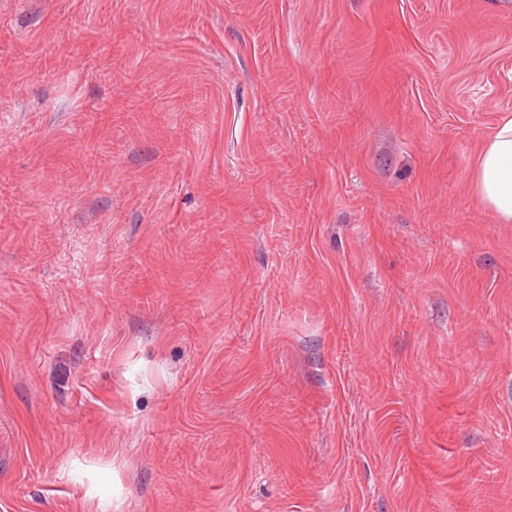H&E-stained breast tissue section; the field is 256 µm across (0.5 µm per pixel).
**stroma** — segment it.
<instances>
[{
  "label": "stroma",
  "mask_w": 512,
  "mask_h": 512,
  "mask_svg": "<svg viewBox=\"0 0 512 512\" xmlns=\"http://www.w3.org/2000/svg\"><path fill=\"white\" fill-rule=\"evenodd\" d=\"M512 0H0V512H512ZM478 201L501 224H512V115H505L485 142L472 173Z\"/></svg>",
  "instance_id": "35a3bbf8"
}]
</instances>
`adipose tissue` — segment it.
Instances as JSON below:
<instances>
[{
	"mask_svg": "<svg viewBox=\"0 0 512 512\" xmlns=\"http://www.w3.org/2000/svg\"><path fill=\"white\" fill-rule=\"evenodd\" d=\"M478 201L499 223L512 224V115H505L485 142L472 173Z\"/></svg>",
	"mask_w": 512,
	"mask_h": 512,
	"instance_id": "ef3b65f1",
	"label": "adipose tissue"
}]
</instances>
